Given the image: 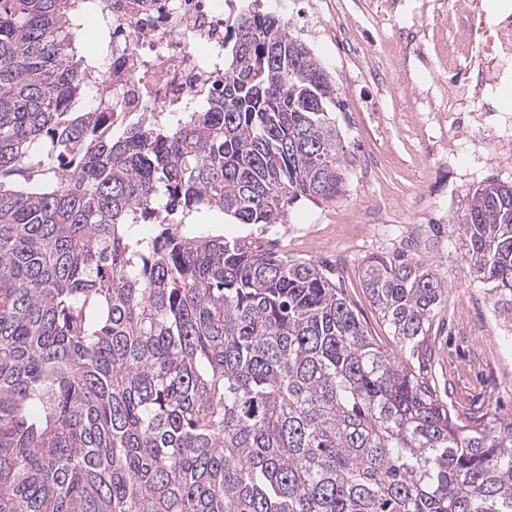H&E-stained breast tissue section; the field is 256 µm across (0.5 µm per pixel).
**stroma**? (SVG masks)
I'll use <instances>...</instances> for the list:
<instances>
[{
	"mask_svg": "<svg viewBox=\"0 0 512 512\" xmlns=\"http://www.w3.org/2000/svg\"><path fill=\"white\" fill-rule=\"evenodd\" d=\"M422 0H403L397 13L369 19L364 0H343L358 19L359 35L390 42L412 25ZM257 6L282 15L294 35L306 40L332 75L341 105L336 123L350 151L348 192L332 204L300 200L284 224H234L218 230L226 240L260 237L263 243L292 240L294 257L310 258L323 269L353 303L367 329L378 336L389 354L400 348L378 318L363 287V267L375 256H393L414 238L437 235L435 246L423 254L439 265L448 284V297L434 319L428 343L429 367L440 387L453 392L455 403L466 408L512 413V324L504 322L482 283L469 277L458 236L435 232L467 205L472 189L488 179L512 183V157H500L474 168L460 159L426 164L422 143L435 153L448 151V130L420 121L416 94L437 83L443 72L438 63L423 67L420 54H434L445 34L420 37L419 53L388 60L369 72L356 62L350 44L336 32L327 0H256ZM410 73L411 83L398 80ZM383 110L371 112V103ZM326 239L327 252L312 254L304 241Z\"/></svg>",
	"mask_w": 512,
	"mask_h": 512,
	"instance_id": "35a3bbf8",
	"label": "stroma"
}]
</instances>
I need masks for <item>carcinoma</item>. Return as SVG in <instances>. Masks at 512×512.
I'll use <instances>...</instances> for the list:
<instances>
[{
    "mask_svg": "<svg viewBox=\"0 0 512 512\" xmlns=\"http://www.w3.org/2000/svg\"><path fill=\"white\" fill-rule=\"evenodd\" d=\"M112 38L104 0H0V512H512V415L424 365L435 263L366 265L398 358L315 262L204 229L346 193L312 49L245 4L223 81L133 114L85 94ZM448 232L512 316V187Z\"/></svg>",
    "mask_w": 512,
    "mask_h": 512,
    "instance_id": "cac0c4a2",
    "label": "carcinoma"
}]
</instances>
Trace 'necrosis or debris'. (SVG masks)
Here are the masks:
<instances>
[{
    "mask_svg": "<svg viewBox=\"0 0 512 512\" xmlns=\"http://www.w3.org/2000/svg\"><path fill=\"white\" fill-rule=\"evenodd\" d=\"M107 7L118 35L114 64L102 82L122 111H178L223 77L212 57L223 49L224 15L211 0H107ZM480 12L481 0H448L432 16L413 20L418 30L428 19L439 21L448 31L449 63L465 58L473 74L472 80L449 82L446 107H437L432 94L421 99L426 117L447 124L463 145L470 168L512 152V139L504 134L507 124L496 121L493 107L473 110L484 92L505 83L512 68V13L498 18L492 30L474 27L461 35L463 20Z\"/></svg>",
    "mask_w": 512,
    "mask_h": 512,
    "instance_id": "1",
    "label": "necrosis or debris"
}]
</instances>
